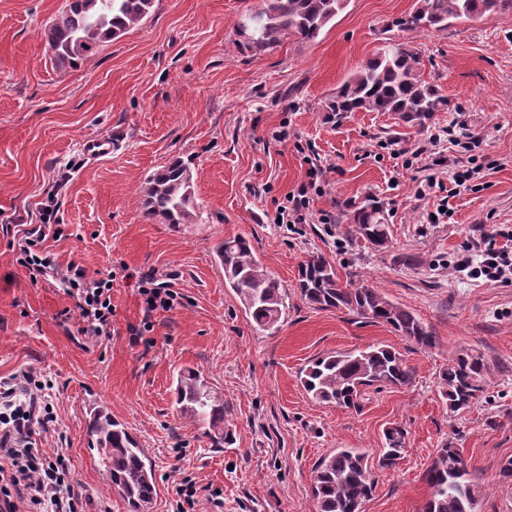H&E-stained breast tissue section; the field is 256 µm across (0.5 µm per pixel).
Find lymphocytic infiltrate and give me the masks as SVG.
I'll list each match as a JSON object with an SVG mask.
<instances>
[{"instance_id":"obj_1","label":"lymphocytic infiltrate","mask_w":512,"mask_h":512,"mask_svg":"<svg viewBox=\"0 0 512 512\" xmlns=\"http://www.w3.org/2000/svg\"><path fill=\"white\" fill-rule=\"evenodd\" d=\"M440 132H431L416 156L428 158L430 175L419 182L416 194L424 198L439 187V173L452 170L457 186L470 189L474 180L482 179V165L457 169L455 157L444 154L439 145ZM305 179L296 191L286 194L275 214L282 224H332L336 215L318 207L328 193L325 168L311 156H304ZM56 218L54 201L41 205L40 223L24 229L17 240V263L25 268L31 282L51 275L65 286L72 300L82 331L95 337L109 336L112 326V279L88 274L70 264L57 265L41 247L47 229ZM454 269L475 279L495 283H512V249L498 245L492 235L469 242L452 261ZM142 299V319L135 335L152 331L158 312L169 311L179 304L181 294L173 282L159 280L155 273H138L135 281ZM49 380L29 369L0 380V512H83L82 494L77 488L66 457L33 447L34 432L56 431V420L48 400Z\"/></svg>"}]
</instances>
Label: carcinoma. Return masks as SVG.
I'll return each mask as SVG.
<instances>
[{"instance_id": "cac0c4a2", "label": "carcinoma", "mask_w": 512, "mask_h": 512, "mask_svg": "<svg viewBox=\"0 0 512 512\" xmlns=\"http://www.w3.org/2000/svg\"><path fill=\"white\" fill-rule=\"evenodd\" d=\"M155 0H68L65 9L41 31L54 59L74 64L88 58L100 44L112 41L147 18ZM347 0H259L258 8L237 23L243 37L239 48L267 51L293 37L311 42L346 7ZM512 9V0H419L411 14L395 21L402 30H444L461 19L489 20ZM325 111L340 123L353 112H390L428 130L438 112L452 111L451 101L426 80L420 54L407 43L389 41L326 100ZM193 175L188 163L174 159L148 175L141 186L143 214L164 224H190L196 213L192 201ZM349 234L383 250L391 244L390 227L382 208L371 202L353 215ZM213 252L224 268L225 287L231 289L259 331L279 329L288 295L243 237L217 243ZM301 297L318 308L343 307L363 319L389 325L421 348L436 343L434 332L412 312L396 305L378 289L363 282L341 283L333 267L319 255L301 264ZM486 366L482 356L463 350L439 376L448 412L470 409L484 392ZM413 370L386 346L332 353L303 370L301 383L319 404L356 408L370 389L408 386ZM175 403L180 413L204 429L213 448L234 444L224 427V398L208 386L199 371L179 373ZM91 448L98 454L109 487L117 490L129 512H147L156 489L155 465L148 451L104 408L91 414L86 426ZM381 466L393 468L405 450L407 430L391 425L383 431ZM431 491L423 512H474L478 486L453 443L437 450L423 474ZM374 480L364 453L338 448L314 469L312 494L318 512H363Z\"/></svg>"}]
</instances>
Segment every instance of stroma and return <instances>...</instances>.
<instances>
[{
    "label": "stroma",
    "instance_id": "obj_1",
    "mask_svg": "<svg viewBox=\"0 0 512 512\" xmlns=\"http://www.w3.org/2000/svg\"><path fill=\"white\" fill-rule=\"evenodd\" d=\"M258 0H155L152 15L87 59L57 64L39 32L66 0H0V378L22 369L46 373L58 435L34 447L64 448L86 498V512H128L110 490L85 424L103 406L155 461L151 512H171L175 488L190 479L221 493L197 512H317L313 470L339 448L367 455L375 489L363 512H422V475L438 448L454 443L480 486L475 512H512V284L471 280L448 269L467 241L512 227V9L489 20H459L445 30L404 31L397 18L418 0H349L316 41L288 39L265 52L242 51L237 21ZM417 48L427 80L456 105L436 127L464 112L486 167L475 190L419 198L427 161H406L426 136L391 113L355 112L343 123L324 106L385 39ZM287 125L327 170L336 222L272 223L278 202L302 181L292 142L270 139ZM112 135L111 156L83 161L91 137ZM398 141L403 154L385 144ZM190 162L194 223L172 227L142 216L140 187L172 159ZM56 193L60 237L44 247L60 264L113 275L112 334L79 330L72 302L55 280L31 282L16 262L20 226L39 221L38 205ZM383 206L391 245L377 251L348 233L368 198ZM448 215L433 224L439 204ZM243 237L288 294L280 330L257 331L212 247ZM420 263L399 265L401 253ZM319 255L340 282H367L411 311L436 336L422 349L391 327L346 309L301 299L298 269ZM173 278L180 305L156 314L153 331L132 335L141 299L127 273ZM388 345L412 368L405 387L368 391L359 408L312 401L300 372L332 352ZM463 350L487 366L480 401L453 416L438 376ZM199 370L224 397L235 443L213 448L181 416L174 377ZM407 431L404 457L380 467L383 431Z\"/></svg>",
    "mask_w": 512,
    "mask_h": 512
}]
</instances>
